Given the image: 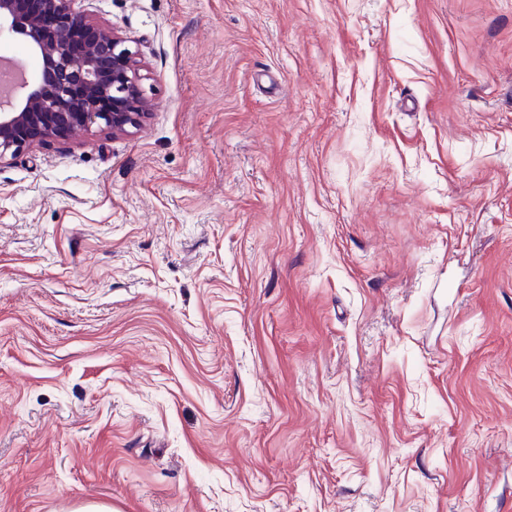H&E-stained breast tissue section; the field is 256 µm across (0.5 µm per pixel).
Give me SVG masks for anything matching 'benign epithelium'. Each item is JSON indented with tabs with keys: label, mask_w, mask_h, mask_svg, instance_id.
I'll use <instances>...</instances> for the list:
<instances>
[{
	"label": "benign epithelium",
	"mask_w": 512,
	"mask_h": 512,
	"mask_svg": "<svg viewBox=\"0 0 512 512\" xmlns=\"http://www.w3.org/2000/svg\"><path fill=\"white\" fill-rule=\"evenodd\" d=\"M75 2L0 0V37L21 40L40 59L37 74L0 97V163L95 126L125 134L153 110L138 52Z\"/></svg>",
	"instance_id": "obj_1"
}]
</instances>
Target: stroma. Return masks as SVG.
<instances>
[{
	"label": "stroma",
	"instance_id": "35a3bbf8",
	"mask_svg": "<svg viewBox=\"0 0 512 512\" xmlns=\"http://www.w3.org/2000/svg\"><path fill=\"white\" fill-rule=\"evenodd\" d=\"M123 135L0 164V512H512V0H84Z\"/></svg>",
	"mask_w": 512,
	"mask_h": 512
}]
</instances>
